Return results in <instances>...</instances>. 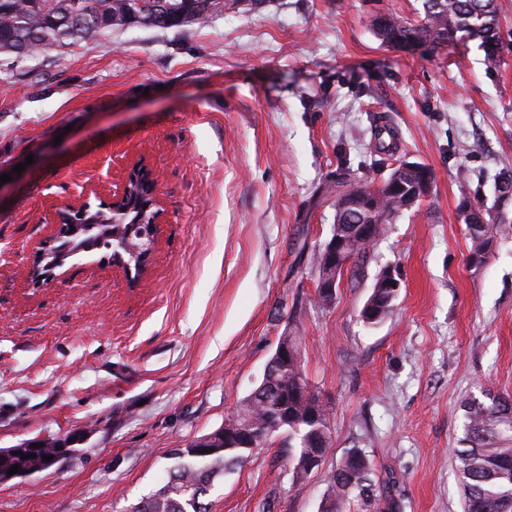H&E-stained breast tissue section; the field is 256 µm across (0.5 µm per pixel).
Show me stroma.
<instances>
[{
  "label": "stroma",
  "mask_w": 512,
  "mask_h": 512,
  "mask_svg": "<svg viewBox=\"0 0 512 512\" xmlns=\"http://www.w3.org/2000/svg\"><path fill=\"white\" fill-rule=\"evenodd\" d=\"M420 0H243L182 29L131 25L22 61L0 56V448L82 434L65 459L0 483V512H125L157 489L169 452L219 428L262 379L285 329L329 413L332 445L293 483L276 435L215 482L210 512H320L339 459L367 455L372 505L464 512L463 402L512 396V228L469 268L462 199L492 204L512 172V0L500 64L477 42L382 45L375 13L416 20ZM391 127L386 168L374 128ZM408 158L429 196L377 242L361 276L318 300L331 200L347 161L364 181ZM156 181V242L140 271L97 248L34 287L61 208L111 202L136 164ZM394 266L380 322L360 311Z\"/></svg>",
  "instance_id": "obj_1"
}]
</instances>
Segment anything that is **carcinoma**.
Returning a JSON list of instances; mask_svg holds the SVG:
<instances>
[{"instance_id":"cac0c4a2","label":"carcinoma","mask_w":512,"mask_h":512,"mask_svg":"<svg viewBox=\"0 0 512 512\" xmlns=\"http://www.w3.org/2000/svg\"><path fill=\"white\" fill-rule=\"evenodd\" d=\"M224 0H0V54L16 60L53 47L95 43L114 27L140 24L170 29L203 22L221 11ZM423 16L415 22L378 12L372 29L381 44L407 50L420 43L471 40L485 53L488 68L496 67L493 47L501 40L498 0H422ZM423 173H390L375 194L357 171L341 166L320 193L335 196L333 232L346 233L349 224H374L375 234L357 252L363 267L386 225L417 205ZM495 202L500 212L512 204V174L495 180ZM94 223L112 234V252L121 253L141 267V259L126 253L123 244L141 245L143 225L139 212L116 217L112 211H89ZM494 225L467 228L472 242L469 257H479L491 239ZM278 343L288 345V357H270L267 375L244 397L224 424L207 434L210 451L175 448V460L164 484L154 493L129 506V512H207L206 497L217 478L240 466L252 449L243 447L241 436L258 430L264 442L288 434V465L292 480L308 479V456L315 431H329L328 412L309 387L301 353V337L286 332ZM463 437L456 450L465 512H512V399L491 392L484 399L469 398L464 404ZM329 496L335 512L352 499L371 505L370 472L364 457L351 452L342 457L332 476Z\"/></svg>"}]
</instances>
